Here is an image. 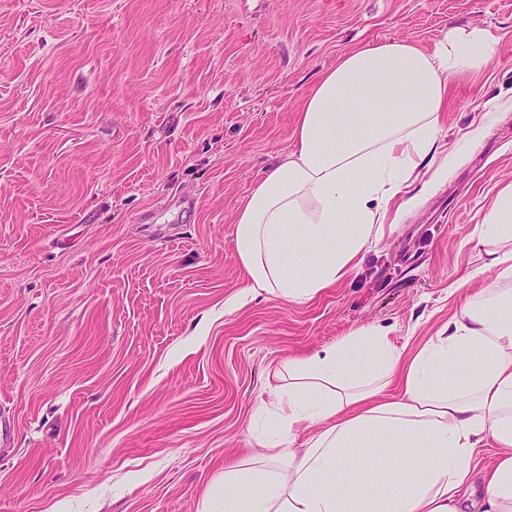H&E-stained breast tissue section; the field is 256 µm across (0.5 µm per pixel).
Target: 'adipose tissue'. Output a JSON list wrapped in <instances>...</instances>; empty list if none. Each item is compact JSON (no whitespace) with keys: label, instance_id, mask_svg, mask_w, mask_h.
<instances>
[{"label":"adipose tissue","instance_id":"obj_1","mask_svg":"<svg viewBox=\"0 0 512 512\" xmlns=\"http://www.w3.org/2000/svg\"><path fill=\"white\" fill-rule=\"evenodd\" d=\"M496 42L455 26L433 49L377 43L322 74L299 109L292 152L235 217L248 294L303 303L357 268L420 169L437 179L453 164L438 147L448 83L481 70ZM476 245L493 283L412 358L368 327L283 362L259 400L260 453L226 466L197 512H470L477 483L494 512H512L511 189ZM488 439L497 452L481 467L475 452ZM366 446L378 449L374 461L361 457Z\"/></svg>","mask_w":512,"mask_h":512}]
</instances>
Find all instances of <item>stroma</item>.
I'll return each instance as SVG.
<instances>
[{"label": "stroma", "instance_id": "1", "mask_svg": "<svg viewBox=\"0 0 512 512\" xmlns=\"http://www.w3.org/2000/svg\"><path fill=\"white\" fill-rule=\"evenodd\" d=\"M453 26L498 37L448 87L461 149L313 300L244 291L234 220L347 51ZM512 0H0V512H197L257 446L275 368L364 327L405 354L457 308L512 189ZM512 190L500 194L474 244V249L482 250L494 241L512 243Z\"/></svg>", "mask_w": 512, "mask_h": 512}]
</instances>
